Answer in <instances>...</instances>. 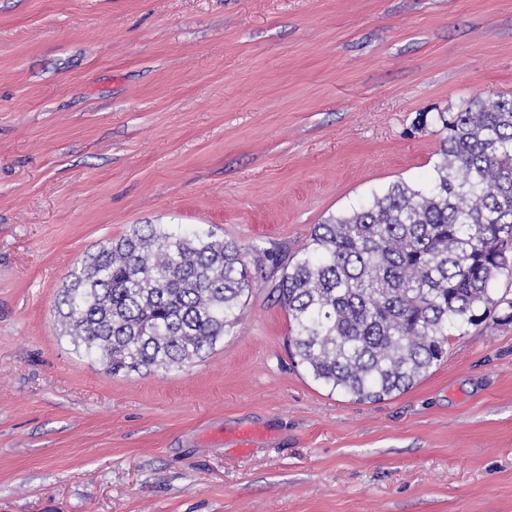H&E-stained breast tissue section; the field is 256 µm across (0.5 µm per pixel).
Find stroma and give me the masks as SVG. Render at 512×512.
<instances>
[{
    "label": "stroma",
    "mask_w": 512,
    "mask_h": 512,
    "mask_svg": "<svg viewBox=\"0 0 512 512\" xmlns=\"http://www.w3.org/2000/svg\"><path fill=\"white\" fill-rule=\"evenodd\" d=\"M490 94L512 0H0V512H512L506 308L379 402L296 366L268 267L169 373H106L57 314L136 224L302 250L428 183L420 113Z\"/></svg>",
    "instance_id": "35a3bbf8"
}]
</instances>
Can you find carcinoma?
<instances>
[{
	"mask_svg": "<svg viewBox=\"0 0 512 512\" xmlns=\"http://www.w3.org/2000/svg\"><path fill=\"white\" fill-rule=\"evenodd\" d=\"M441 125L424 188L398 181L316 224L292 256L212 233L136 224L69 274L58 301L74 348L113 375L170 372L242 318L249 262L272 264L289 345L314 380L357 401L411 388L455 332L512 300V97L477 98Z\"/></svg>",
	"mask_w": 512,
	"mask_h": 512,
	"instance_id": "obj_1",
	"label": "carcinoma"
}]
</instances>
